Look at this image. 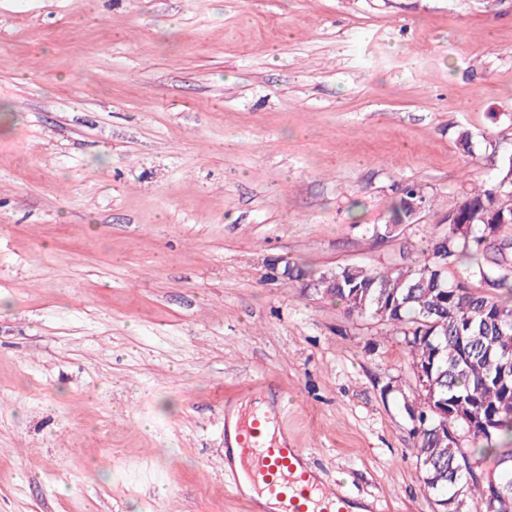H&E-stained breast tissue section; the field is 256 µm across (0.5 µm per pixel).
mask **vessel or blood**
Masks as SVG:
<instances>
[{
  "label": "vessel or blood",
  "instance_id": "b4317fda",
  "mask_svg": "<svg viewBox=\"0 0 512 512\" xmlns=\"http://www.w3.org/2000/svg\"><path fill=\"white\" fill-rule=\"evenodd\" d=\"M234 441L239 465L227 469L225 489L238 493L242 481H249L275 512H352V500L322 481L287 432H272L265 413L236 423Z\"/></svg>",
  "mask_w": 512,
  "mask_h": 512
}]
</instances>
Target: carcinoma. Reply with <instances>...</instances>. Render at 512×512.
Listing matches in <instances>:
<instances>
[{
  "label": "carcinoma",
  "mask_w": 512,
  "mask_h": 512,
  "mask_svg": "<svg viewBox=\"0 0 512 512\" xmlns=\"http://www.w3.org/2000/svg\"><path fill=\"white\" fill-rule=\"evenodd\" d=\"M428 201L414 184L401 188L387 221L372 228L383 239L411 224ZM512 224V160L496 173L495 183L462 197L448 211V228L428 241L421 255L401 267L378 270L345 265L307 278L300 269L288 275L334 301L351 314L377 318L404 336L412 361L429 366L432 391L423 393L414 434L417 461L431 477L435 503L453 502L458 490L478 491L479 512H512V242L498 238ZM460 266L478 278L476 292L450 282L448 271ZM448 405V428L486 445L466 451L440 430L433 407ZM475 416L492 417L484 433L471 425ZM497 458L499 489L483 479L487 458Z\"/></svg>",
  "instance_id": "cac0c4a2"
}]
</instances>
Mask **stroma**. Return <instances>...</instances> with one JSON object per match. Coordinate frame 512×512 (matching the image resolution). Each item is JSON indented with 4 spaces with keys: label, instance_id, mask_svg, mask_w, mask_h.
<instances>
[{
    "label": "stroma",
    "instance_id": "obj_1",
    "mask_svg": "<svg viewBox=\"0 0 512 512\" xmlns=\"http://www.w3.org/2000/svg\"><path fill=\"white\" fill-rule=\"evenodd\" d=\"M511 154L512 0H0V512H250L261 378L328 482L435 512L402 336L285 269L397 267ZM428 201L423 191L415 184L401 188L399 196L392 203L385 224H375L372 228L376 239H384L395 233L402 224H411ZM419 207L417 210L416 207Z\"/></svg>",
    "mask_w": 512,
    "mask_h": 512
}]
</instances>
